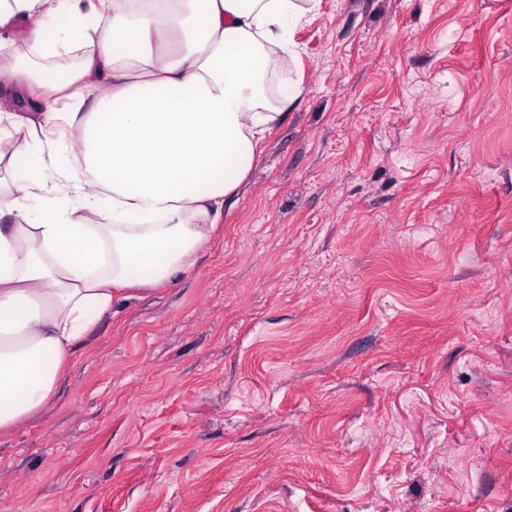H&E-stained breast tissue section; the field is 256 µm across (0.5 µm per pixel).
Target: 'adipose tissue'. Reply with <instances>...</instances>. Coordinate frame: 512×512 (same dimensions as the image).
I'll return each instance as SVG.
<instances>
[{
    "instance_id": "adipose-tissue-1",
    "label": "adipose tissue",
    "mask_w": 512,
    "mask_h": 512,
    "mask_svg": "<svg viewBox=\"0 0 512 512\" xmlns=\"http://www.w3.org/2000/svg\"><path fill=\"white\" fill-rule=\"evenodd\" d=\"M319 3L0 0V163L37 156L0 182V434L41 412L115 298L195 264L302 92L267 80Z\"/></svg>"
}]
</instances>
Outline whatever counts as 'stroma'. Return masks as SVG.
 <instances>
[{
  "mask_svg": "<svg viewBox=\"0 0 512 512\" xmlns=\"http://www.w3.org/2000/svg\"><path fill=\"white\" fill-rule=\"evenodd\" d=\"M196 264L0 434V512H512V0H321Z\"/></svg>",
  "mask_w": 512,
  "mask_h": 512,
  "instance_id": "stroma-1",
  "label": "stroma"
}]
</instances>
